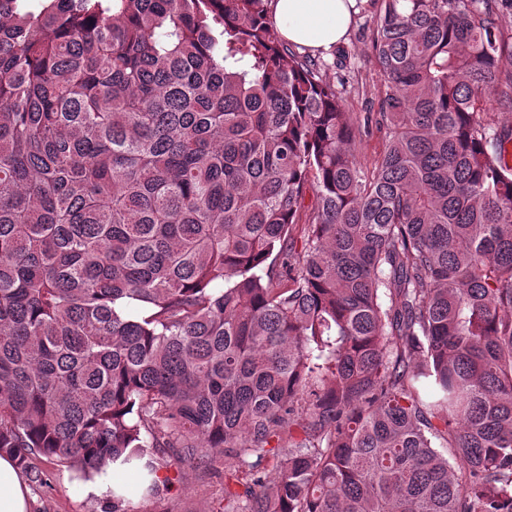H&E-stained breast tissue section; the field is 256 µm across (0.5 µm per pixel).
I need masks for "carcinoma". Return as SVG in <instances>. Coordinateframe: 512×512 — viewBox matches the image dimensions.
<instances>
[{"label":"carcinoma","mask_w":512,"mask_h":512,"mask_svg":"<svg viewBox=\"0 0 512 512\" xmlns=\"http://www.w3.org/2000/svg\"><path fill=\"white\" fill-rule=\"evenodd\" d=\"M502 2L381 0L359 120L269 0H0V454L512 512Z\"/></svg>","instance_id":"obj_1"}]
</instances>
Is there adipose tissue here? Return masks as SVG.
Here are the masks:
<instances>
[{
	"instance_id": "1",
	"label": "adipose tissue",
	"mask_w": 512,
	"mask_h": 512,
	"mask_svg": "<svg viewBox=\"0 0 512 512\" xmlns=\"http://www.w3.org/2000/svg\"><path fill=\"white\" fill-rule=\"evenodd\" d=\"M356 0H271V17L288 44L332 49L353 21ZM30 489L12 456L0 455V512H29Z\"/></svg>"
}]
</instances>
